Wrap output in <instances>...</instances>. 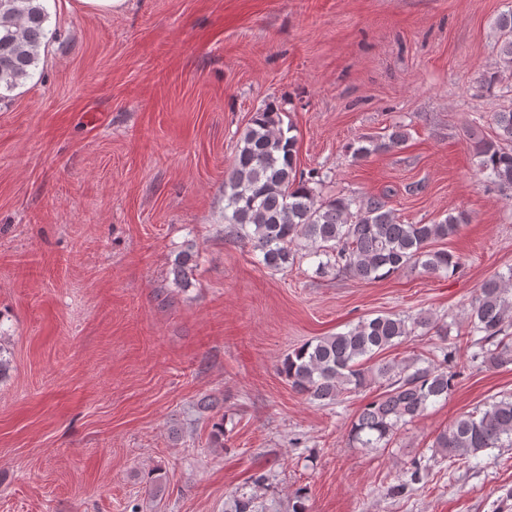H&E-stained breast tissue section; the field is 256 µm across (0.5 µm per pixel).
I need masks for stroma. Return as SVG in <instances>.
<instances>
[{
    "label": "stroma",
    "instance_id": "1",
    "mask_svg": "<svg viewBox=\"0 0 512 512\" xmlns=\"http://www.w3.org/2000/svg\"><path fill=\"white\" fill-rule=\"evenodd\" d=\"M512 0H126L93 12L49 0L58 36L0 102V512H512V448L479 466L433 458L436 434L512 394V365L465 370L448 400L384 448L347 428L379 386L311 402L279 372L288 351L384 313L429 311L465 347L464 308L512 267V197L479 175L471 144L512 109L497 16ZM277 101L297 165L323 195H380L407 224L466 212L441 241L455 274L363 283L275 272L224 237V175L253 113ZM403 125L405 145L364 160L350 143ZM192 253L189 284L174 260ZM220 400L218 411L200 406ZM225 416L224 443L210 439ZM410 496L388 493L413 462ZM266 473L262 488L253 478ZM161 477L154 485L152 477Z\"/></svg>",
    "mask_w": 512,
    "mask_h": 512
}]
</instances>
